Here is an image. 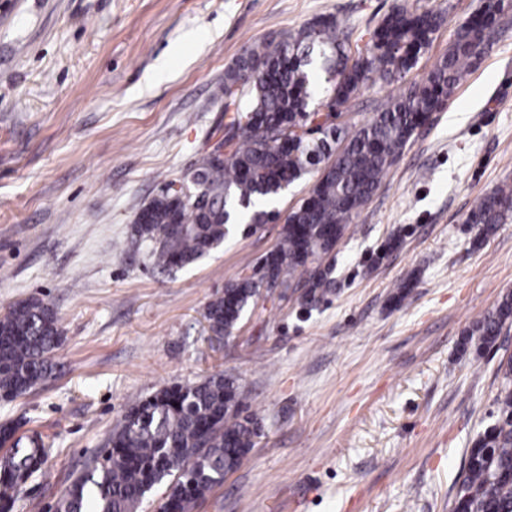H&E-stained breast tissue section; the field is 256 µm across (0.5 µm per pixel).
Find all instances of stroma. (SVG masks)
Segmentation results:
<instances>
[{
    "mask_svg": "<svg viewBox=\"0 0 512 512\" xmlns=\"http://www.w3.org/2000/svg\"><path fill=\"white\" fill-rule=\"evenodd\" d=\"M399 2L0 0V314L38 296L63 336L53 376L0 399V424L50 446L13 512H51L138 397L216 373L242 386L258 435L196 512H449L512 355V331L481 350L473 335L512 292V221L480 242L467 222L512 187V8L353 215L320 300L261 293L220 340L205 319L275 248L311 180L276 201L279 221L234 225L178 271L132 235L164 182L223 137L224 71L248 46L323 16L362 45ZM407 2L443 24L404 81L361 92L345 121L421 82L493 0Z\"/></svg>",
    "mask_w": 512,
    "mask_h": 512,
    "instance_id": "stroma-1",
    "label": "stroma"
}]
</instances>
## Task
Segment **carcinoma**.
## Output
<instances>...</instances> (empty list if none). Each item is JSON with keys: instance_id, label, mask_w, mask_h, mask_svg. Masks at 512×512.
Returning <instances> with one entry per match:
<instances>
[{"instance_id": "obj_1", "label": "carcinoma", "mask_w": 512, "mask_h": 512, "mask_svg": "<svg viewBox=\"0 0 512 512\" xmlns=\"http://www.w3.org/2000/svg\"><path fill=\"white\" fill-rule=\"evenodd\" d=\"M490 18L474 15L459 26L448 54L419 84L382 103L367 121L341 120L360 91L401 80L416 65L442 24L431 10L398 5L362 47H350L336 20L321 17L294 34L243 51L224 72L223 157L207 151L193 171L206 201L191 205L174 182L139 212L133 235L161 268H184L224 245L240 215L266 224L279 214L265 208L312 171L318 178L285 218L278 245L257 271L224 286L208 304L212 336H230L266 281L322 296L331 283V254L352 216L378 189L415 134L420 120L442 109L489 44ZM329 84L326 120L310 108L317 73ZM512 219V188L485 195L467 223L486 238ZM512 328V293L476 326L481 345H495ZM61 341L56 312L29 297L0 315V397L14 399L44 383ZM502 383L494 422L478 433L455 482L451 512H512V355L500 362ZM240 386L222 374L174 385L138 402L116 422L102 459H93L54 504V512H137L154 486L164 484L170 512H194L254 445L257 431L240 421ZM0 512H9L36 477L48 451L34 434L0 426Z\"/></svg>"}]
</instances>
